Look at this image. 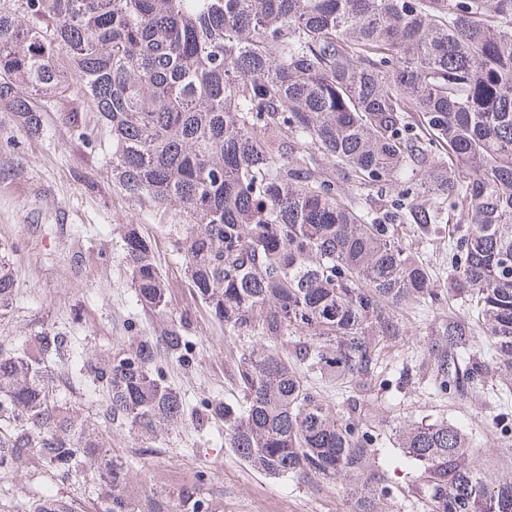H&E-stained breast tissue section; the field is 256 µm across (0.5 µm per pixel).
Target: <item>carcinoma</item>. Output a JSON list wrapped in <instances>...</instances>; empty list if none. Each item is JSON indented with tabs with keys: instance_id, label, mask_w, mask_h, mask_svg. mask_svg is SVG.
<instances>
[{
	"instance_id": "carcinoma-1",
	"label": "carcinoma",
	"mask_w": 512,
	"mask_h": 512,
	"mask_svg": "<svg viewBox=\"0 0 512 512\" xmlns=\"http://www.w3.org/2000/svg\"><path fill=\"white\" fill-rule=\"evenodd\" d=\"M71 92L110 137L112 183L180 226L186 287L252 340L234 372L244 406L208 412L254 470L333 481L348 512H388L380 433L312 380L385 382L384 351L407 337L400 311L440 302L403 224L466 225L448 235L459 308L430 333L431 387L467 397L492 372L512 381V0H0V111L37 137ZM66 120L96 143L82 113ZM390 188L391 208L369 207ZM124 259L162 327L86 369L106 381L112 425L153 442L185 414L156 360L192 344L135 224ZM12 293L0 256V310ZM72 357L53 330L0 348V473L88 461L108 512H214L190 488L177 509L134 494L126 464L56 394L51 367ZM397 439L424 512H512V452L489 458L448 421ZM29 512L75 510L49 496Z\"/></svg>"
}]
</instances>
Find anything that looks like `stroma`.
<instances>
[{"instance_id":"35a3bbf8","label":"stroma","mask_w":512,"mask_h":512,"mask_svg":"<svg viewBox=\"0 0 512 512\" xmlns=\"http://www.w3.org/2000/svg\"><path fill=\"white\" fill-rule=\"evenodd\" d=\"M80 105L73 96L58 100L45 115L40 137L17 128L11 113L0 112V247L10 255L13 278L12 302L0 312V347L16 348L44 330L69 336L76 355L54 371L59 393L82 407L85 425L98 433L101 446L127 462L137 490L164 493L175 503L183 488L193 487L213 501L216 512H348L336 483L267 478L225 447L222 419L205 418L204 400H240L233 372L247 343L225 335L223 324L211 320L186 288L182 259L174 250L175 227L131 206L113 186L103 151L78 139L66 124L65 112ZM127 224L139 225L151 240L170 284L168 310L187 316L193 342L188 361L159 362L187 410L177 429L149 445L127 429L107 425V390L83 369L97 355L127 350L133 336L151 333L158 323L136 300L123 253ZM402 241L423 259L430 286L447 288V225L432 231L404 225ZM403 318L409 341L389 346L385 362L412 369L416 385L410 393L395 399L376 382L322 383L318 389L326 402L340 409L360 403L367 420L390 433L419 420L460 424L485 455L505 454L508 442L493 421L512 415V394L503 395L497 384L466 399L427 389L425 341L440 314L407 309ZM379 462L399 486L390 512H417L396 441H383ZM43 496L72 503L76 512L106 508L88 468L61 477L33 461L0 480V512H26Z\"/></svg>"}]
</instances>
